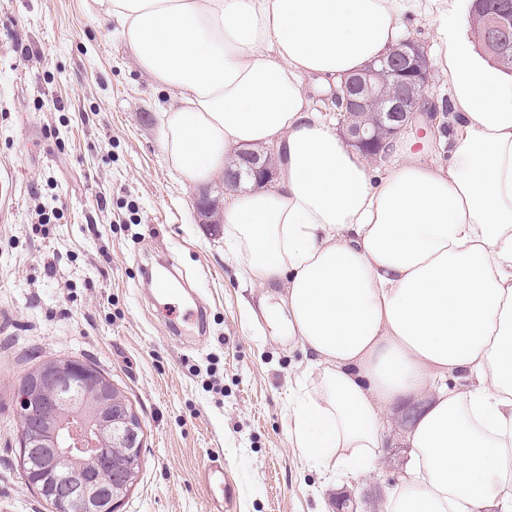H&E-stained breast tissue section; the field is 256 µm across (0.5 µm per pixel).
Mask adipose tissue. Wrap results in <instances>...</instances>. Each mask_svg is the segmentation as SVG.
Instances as JSON below:
<instances>
[{
	"label": "adipose tissue",
	"instance_id": "adipose-tissue-1",
	"mask_svg": "<svg viewBox=\"0 0 512 512\" xmlns=\"http://www.w3.org/2000/svg\"><path fill=\"white\" fill-rule=\"evenodd\" d=\"M168 92L177 181L274 147L268 190L224 196V237L281 340L310 355L294 442L328 470L376 469L388 411L414 399L412 456L387 512H512V75L466 33L460 0H88ZM429 19L451 84L447 161L410 135L373 166L304 85L340 87Z\"/></svg>",
	"mask_w": 512,
	"mask_h": 512
}]
</instances>
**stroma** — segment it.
I'll use <instances>...</instances> for the list:
<instances>
[{
    "mask_svg": "<svg viewBox=\"0 0 512 512\" xmlns=\"http://www.w3.org/2000/svg\"><path fill=\"white\" fill-rule=\"evenodd\" d=\"M167 102L85 0H0V512H51L18 466L17 391L60 358L97 363L141 420L143 464L118 512H210L216 498L223 512H333L341 492L383 512L411 453L407 406L369 475L329 479L296 448L308 358L249 316L260 288L223 225L197 223L198 189L159 145ZM170 259L187 287L167 298L142 270ZM192 291L205 333L172 336ZM216 460L224 485L211 488Z\"/></svg>",
    "mask_w": 512,
    "mask_h": 512,
    "instance_id": "obj_1",
    "label": "stroma"
}]
</instances>
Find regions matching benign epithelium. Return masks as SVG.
<instances>
[{
	"label": "benign epithelium",
	"mask_w": 512,
	"mask_h": 512,
	"mask_svg": "<svg viewBox=\"0 0 512 512\" xmlns=\"http://www.w3.org/2000/svg\"><path fill=\"white\" fill-rule=\"evenodd\" d=\"M473 0L472 13L484 14L477 29L488 54L512 60V0ZM432 66L427 51L410 38L352 74L343 85L340 127L347 143L367 154L384 155L390 140L406 132L419 115H437L430 97ZM277 178L274 152L242 149L224 171V187L234 191L249 182L265 189ZM198 223H223L219 199L203 190L194 201ZM22 476L32 471L34 448H51L58 467L49 486L55 512H97L99 484L70 475L65 466L76 457L105 464L112 480V510L136 483L142 466L141 422L112 379L68 359L51 361L34 374L32 385L19 396Z\"/></svg>",
	"instance_id": "benign-epithelium-1"
}]
</instances>
